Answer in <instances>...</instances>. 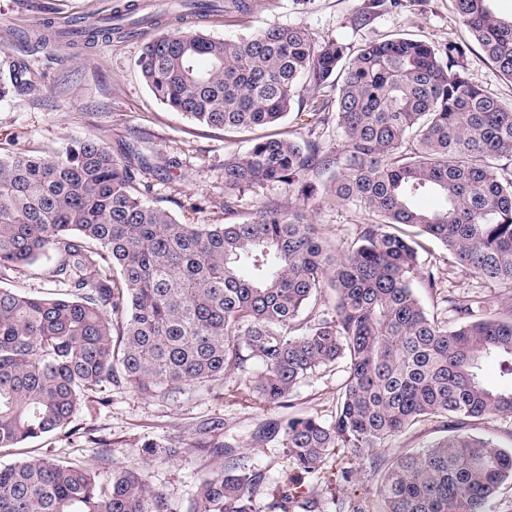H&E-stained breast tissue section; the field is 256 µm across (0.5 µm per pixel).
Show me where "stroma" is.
Listing matches in <instances>:
<instances>
[{
	"mask_svg": "<svg viewBox=\"0 0 512 512\" xmlns=\"http://www.w3.org/2000/svg\"><path fill=\"white\" fill-rule=\"evenodd\" d=\"M124 0H0V69L22 66L34 90L21 89L0 100V152L26 150L50 155L87 137L99 138L122 163L146 167L149 203L170 211L187 224L224 221V159L245 151V135L191 122L162 104L142 80L136 61L155 28L136 33L115 32L85 47L60 42L44 46L35 37L43 23L66 32L78 22L108 18ZM241 17L214 13L191 17L187 26L224 39L246 38L274 24L305 26L316 42L330 39L356 49L390 34L415 35L437 49L465 45L464 65L473 82L503 103L512 104V82L503 78L472 40L455 10L454 0H251ZM311 220L330 243L345 248L355 242L365 221L363 211L329 198L316 202ZM421 271L438 273V287L417 289L416 295L435 319L458 323L448 301L481 293L492 312L512 311V285L489 281L473 270L449 266L448 252L427 239L420 252ZM256 360L225 373L206 385H186L160 396H143L125 383L106 386L99 402L82 405L73 417L71 436L38 441L0 451V464L51 458L78 464L99 475L118 466L141 464L139 449L148 440L179 450L176 459L146 467L150 485L167 498L170 512H188L198 479L223 468L228 458L213 451L229 443L238 463L262 469L259 500L263 512H280L281 495L294 493L289 512H377V473L363 467L356 480L338 477L328 461L301 487H293L281 427L289 418L313 416L332 421L341 393V365L318 370L294 388L289 403L264 406L248 379L260 372ZM441 420L421 421L371 449L372 457L387 459L419 450L446 437Z\"/></svg>",
	"mask_w": 512,
	"mask_h": 512,
	"instance_id": "stroma-1",
	"label": "stroma"
}]
</instances>
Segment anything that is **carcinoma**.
Instances as JSON below:
<instances>
[{"label":"carcinoma","mask_w":512,"mask_h":512,"mask_svg":"<svg viewBox=\"0 0 512 512\" xmlns=\"http://www.w3.org/2000/svg\"><path fill=\"white\" fill-rule=\"evenodd\" d=\"M490 0H455L460 20L512 80V20ZM138 17L126 4L107 21L68 37L92 45L126 25L159 33L139 58L154 96L194 122L252 133L249 148L224 158V224H185L148 204L149 185L95 138L53 157L0 153V268L46 264L56 290L42 296L0 288V450L71 432L89 394L123 379L152 395L262 364L248 379L265 406H282L317 370L345 364L329 423L295 417L283 445L297 483L332 456L348 480L368 450L427 418L448 436L383 460L379 512H488L512 479V451L463 431L464 420L512 416V384L486 387L482 365L499 360L512 380V313L473 318L480 299L449 298L463 322L435 321L415 295L416 238L439 241L454 263L512 284V107L475 84L465 50L398 36L355 54L315 43L300 24L271 25L240 40L217 38L165 18L246 15L250 0H168ZM23 71L0 80V100L31 87ZM334 87L306 101L299 87ZM313 122L330 114L331 155L311 138L279 129L293 106ZM322 187L312 181L325 173ZM270 184L297 192L231 222L235 200ZM322 191L367 214L356 242L338 250L310 221ZM430 190L434 209L414 199ZM336 294L335 315L317 307ZM145 464L176 449L142 444ZM262 474L233 463L200 479L189 512H261ZM0 512H168L141 468L101 478L38 458L0 467Z\"/></svg>","instance_id":"obj_1"}]
</instances>
